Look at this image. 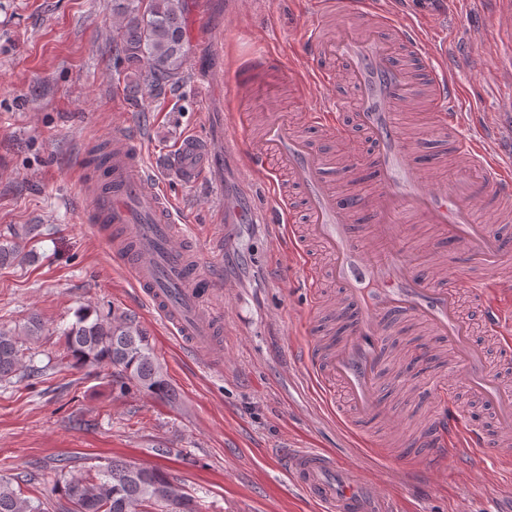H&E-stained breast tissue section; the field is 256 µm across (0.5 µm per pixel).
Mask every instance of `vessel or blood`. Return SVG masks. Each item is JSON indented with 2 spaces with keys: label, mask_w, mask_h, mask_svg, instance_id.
I'll return each instance as SVG.
<instances>
[{
  "label": "vessel or blood",
  "mask_w": 512,
  "mask_h": 512,
  "mask_svg": "<svg viewBox=\"0 0 512 512\" xmlns=\"http://www.w3.org/2000/svg\"><path fill=\"white\" fill-rule=\"evenodd\" d=\"M398 2L315 0L318 16L340 15L344 21L328 38L311 30V65L288 71L287 81L297 92L346 83L353 93L352 111L320 109L308 114L307 123L328 137L352 127L364 135L363 146H349L335 157L283 119L236 113L231 124L247 136L232 149L270 204L264 223L275 238L287 241L304 279L317 288L328 283L339 290L345 319L337 345L328 349L313 343L304 358L322 393L340 390L353 436H368L370 425L383 427L392 420L375 392L384 360L382 331L394 322L423 323L444 340L464 371L471 398L494 411L490 431L465 427L453 410L434 416L414 445L428 449L435 471L447 457L503 446L512 435V390L499 383L460 305L466 292L480 303L485 333L497 339L503 356L511 357L512 318L503 300L512 296V283L490 273L512 259V238L481 223L475 209L512 206V164L502 162L484 133L460 135L467 112L448 62L425 54L424 23L403 17ZM420 88L432 112L433 141L448 144L464 164L453 176L428 184L396 118L397 108L409 106ZM177 149L189 161L181 169L186 179L206 177L205 141L191 137ZM363 167L376 182L373 193L337 190L331 171L353 173ZM87 185L93 200L90 219L111 226L112 252L151 308L194 352L208 357L220 350L222 286L201 274L200 241L155 184L140 136H114L104 164L89 166ZM406 210L434 226L441 244L461 251L455 271L411 270L399 231ZM286 467L320 512H396L387 491L342 467L328 452L290 449Z\"/></svg>",
  "instance_id": "b4317fda"
}]
</instances>
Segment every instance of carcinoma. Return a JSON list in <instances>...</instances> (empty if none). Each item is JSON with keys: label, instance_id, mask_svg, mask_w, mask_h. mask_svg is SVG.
I'll return each mask as SVG.
<instances>
[{"label": "carcinoma", "instance_id": "1", "mask_svg": "<svg viewBox=\"0 0 512 512\" xmlns=\"http://www.w3.org/2000/svg\"><path fill=\"white\" fill-rule=\"evenodd\" d=\"M112 14L119 21L112 43L128 95L153 97L186 82L184 0H112ZM42 329L36 317L21 327L0 329V382L42 375V369L26 363L23 352L24 342ZM63 336L74 364L110 366L120 378L176 401L155 361L149 334L130 315L101 316L86 308ZM54 472L60 495L51 503L23 495L22 486L36 484V475L0 477V512H200L198 501L158 468L113 459L91 477H73L65 464Z\"/></svg>", "mask_w": 512, "mask_h": 512}]
</instances>
